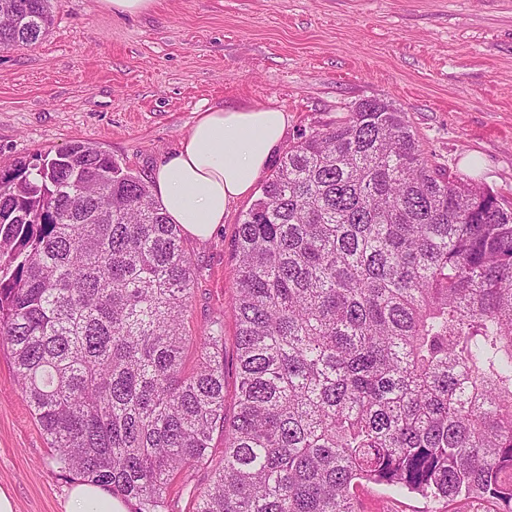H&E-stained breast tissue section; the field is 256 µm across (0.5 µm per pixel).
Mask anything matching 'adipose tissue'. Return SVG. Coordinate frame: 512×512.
<instances>
[{
	"mask_svg": "<svg viewBox=\"0 0 512 512\" xmlns=\"http://www.w3.org/2000/svg\"><path fill=\"white\" fill-rule=\"evenodd\" d=\"M287 125V112L266 105L201 112L179 149L152 175L153 193L170 223L190 237L209 239L230 206L252 193ZM64 512H128V507L107 487L79 480Z\"/></svg>",
	"mask_w": 512,
	"mask_h": 512,
	"instance_id": "1",
	"label": "adipose tissue"
}]
</instances>
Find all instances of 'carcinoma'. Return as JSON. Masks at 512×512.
Returning a JSON list of instances; mask_svg holds the SVG:
<instances>
[{
    "label": "carcinoma",
    "instance_id": "1",
    "mask_svg": "<svg viewBox=\"0 0 512 512\" xmlns=\"http://www.w3.org/2000/svg\"><path fill=\"white\" fill-rule=\"evenodd\" d=\"M11 2L0 49L49 34L50 0ZM232 260L229 418L224 321L187 332L192 261L146 180L84 142L0 169V340L62 468L138 512L200 466L192 512H356L363 483L512 512L511 207L376 98L288 148Z\"/></svg>",
    "mask_w": 512,
    "mask_h": 512
}]
</instances>
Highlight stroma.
Here are the masks:
<instances>
[{"label": "stroma", "instance_id": "1", "mask_svg": "<svg viewBox=\"0 0 512 512\" xmlns=\"http://www.w3.org/2000/svg\"><path fill=\"white\" fill-rule=\"evenodd\" d=\"M36 44L0 51V168L75 141L150 178L198 112L272 105L285 144L381 98L405 112L428 158L512 207V0H152L130 17L100 0H51ZM250 200L214 236L186 239L192 331L224 321L235 349L232 262ZM63 472L0 344V489L14 512H63ZM418 495L366 485L356 512H423Z\"/></svg>", "mask_w": 512, "mask_h": 512}]
</instances>
